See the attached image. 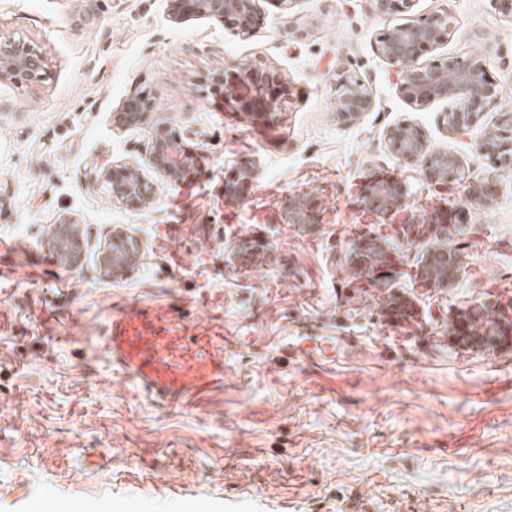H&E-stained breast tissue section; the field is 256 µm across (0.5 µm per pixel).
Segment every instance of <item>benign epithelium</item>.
<instances>
[{"label":"benign epithelium","instance_id":"benign-epithelium-1","mask_svg":"<svg viewBox=\"0 0 512 512\" xmlns=\"http://www.w3.org/2000/svg\"><path fill=\"white\" fill-rule=\"evenodd\" d=\"M260 0H171L176 18L208 16L245 36L255 28L260 15ZM374 14L385 16L405 13L416 0H369ZM452 20L448 11H438L387 30L379 38V53L395 69L401 97L411 105L423 107L436 99H450L455 107L444 113L443 123L456 135H465L476 126L486 108L499 99V88L486 75L479 53L465 57H450L446 61L423 66L422 55L448 40ZM45 58L37 48L22 38H10L0 45V83L32 84L42 80ZM275 76L258 72L245 63L233 71H224L217 83L224 99L244 100L254 112H272L275 100L268 86ZM373 108V99L365 85L348 71L338 74L333 111L346 121H355ZM155 104L136 94L127 97L112 113L113 126L137 128L146 123ZM512 112L499 113L494 130L487 131L477 148L495 162L512 165ZM392 150L404 162L421 169L423 177L436 184H450L458 179L459 158L451 152H436L429 147L422 131L414 124L401 122L386 132ZM148 168L158 177L172 183L186 179L192 171L193 159L184 152L179 136L166 125L153 127L146 160ZM252 165L237 168L234 179L224 182V201L239 200V186L256 178ZM89 184L106 191L115 204H151L155 188L144 172L127 164L111 161L95 164L87 172ZM497 179L493 173L469 180L466 197L473 204L485 206L496 199ZM406 192L395 179L376 178L362 190L364 209L377 216H388L402 210ZM316 211L310 196L295 195L288 200L285 220L288 224H313ZM45 244L54 249L71 265H78L85 255L86 243L80 217L68 213L51 227ZM140 260V251L128 241L121 229L111 231L96 252V261L109 277L123 274ZM460 271L459 257L446 252L433 256L421 269V274L434 283L446 285ZM488 305L471 307L455 318V343L473 352L501 347L512 342V318L487 321Z\"/></svg>","mask_w":512,"mask_h":512}]
</instances>
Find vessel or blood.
I'll use <instances>...</instances> for the list:
<instances>
[{
	"label": "vessel or blood",
	"instance_id": "obj_1",
	"mask_svg": "<svg viewBox=\"0 0 512 512\" xmlns=\"http://www.w3.org/2000/svg\"><path fill=\"white\" fill-rule=\"evenodd\" d=\"M104 347L114 367L145 394L176 404L224 383V324L181 301L112 306Z\"/></svg>",
	"mask_w": 512,
	"mask_h": 512
}]
</instances>
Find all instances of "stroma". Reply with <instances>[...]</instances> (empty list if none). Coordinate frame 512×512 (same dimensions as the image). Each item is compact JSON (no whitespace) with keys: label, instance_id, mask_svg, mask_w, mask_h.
<instances>
[{"label":"stroma","instance_id":"35a3bbf8","mask_svg":"<svg viewBox=\"0 0 512 512\" xmlns=\"http://www.w3.org/2000/svg\"><path fill=\"white\" fill-rule=\"evenodd\" d=\"M263 21L241 36L223 21H176L169 0H0V33L23 35L47 60L43 81L0 84V512H512V345L476 355L449 334L455 313L512 304V167L475 140L512 111V20L490 0H416L440 10L447 42L433 64L480 52L500 98L469 135L443 123L452 101L405 102L378 52L404 21L369 0H260ZM305 26V39L288 29ZM246 63L274 74L276 112L225 101L216 72ZM374 107L333 112L339 69ZM133 94L152 123L176 131L198 167L189 182L156 179L146 208L88 186V166L146 164L150 125L113 128ZM417 125L455 153L460 179L428 182L390 148L386 129ZM258 173L224 201L236 165ZM497 173L499 195L472 205L465 182ZM399 180L405 207L360 206L365 182ZM317 221L287 224L291 196ZM80 216L82 263L57 267L44 241L63 213ZM449 216L447 233L435 219ZM125 230L141 260L106 276L96 250ZM374 233L376 265L355 243ZM448 251V284L420 275ZM179 299L224 321V384L180 405L155 402L113 370L100 338L112 301Z\"/></svg>","mask_w":512,"mask_h":512}]
</instances>
